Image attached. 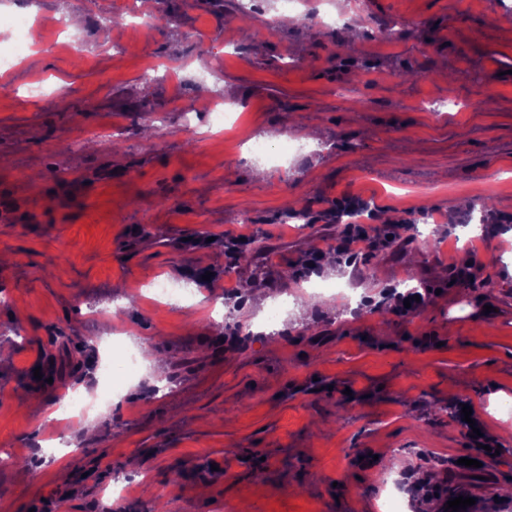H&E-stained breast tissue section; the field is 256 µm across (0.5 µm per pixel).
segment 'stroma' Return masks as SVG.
<instances>
[{"instance_id": "obj_1", "label": "stroma", "mask_w": 512, "mask_h": 512, "mask_svg": "<svg viewBox=\"0 0 512 512\" xmlns=\"http://www.w3.org/2000/svg\"><path fill=\"white\" fill-rule=\"evenodd\" d=\"M278 8L32 0L43 65L0 74V512H384L395 484L403 512H439L456 483L475 512H512V0H361L340 31L314 14L341 0H305L292 25ZM61 14L80 45L55 36ZM39 78L53 107L27 96ZM273 129L303 151L250 156ZM341 203L408 225V243L305 266L342 233ZM228 235L256 240V266L229 265ZM171 275L187 294L153 301ZM322 280L349 284L350 317ZM398 287L423 306L378 304ZM224 301L251 325L284 302L288 327L219 337ZM66 336L93 339L84 376L24 389ZM119 342L139 369L111 405L46 421L66 393H97ZM474 425L500 453L472 483L456 462ZM59 433L72 452L30 459Z\"/></svg>"}]
</instances>
